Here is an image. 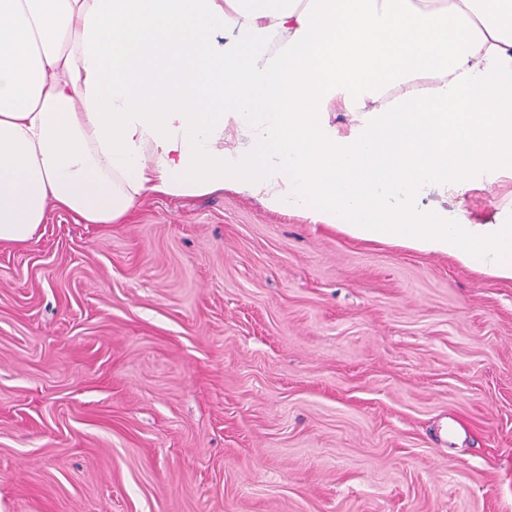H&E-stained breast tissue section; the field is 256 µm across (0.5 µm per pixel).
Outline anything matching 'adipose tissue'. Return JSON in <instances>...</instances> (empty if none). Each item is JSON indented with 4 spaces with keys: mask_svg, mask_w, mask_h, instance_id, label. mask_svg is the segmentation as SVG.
Instances as JSON below:
<instances>
[{
    "mask_svg": "<svg viewBox=\"0 0 512 512\" xmlns=\"http://www.w3.org/2000/svg\"><path fill=\"white\" fill-rule=\"evenodd\" d=\"M496 90L512 0H0V243L228 188L510 281L511 220L428 200L512 177Z\"/></svg>",
    "mask_w": 512,
    "mask_h": 512,
    "instance_id": "ef3b65f1",
    "label": "adipose tissue"
}]
</instances>
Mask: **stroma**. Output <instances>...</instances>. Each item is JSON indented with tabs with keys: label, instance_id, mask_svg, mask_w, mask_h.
<instances>
[{
	"label": "stroma",
	"instance_id": "obj_1",
	"mask_svg": "<svg viewBox=\"0 0 512 512\" xmlns=\"http://www.w3.org/2000/svg\"><path fill=\"white\" fill-rule=\"evenodd\" d=\"M0 512H512V281L230 190L49 209L0 244Z\"/></svg>",
	"mask_w": 512,
	"mask_h": 512
}]
</instances>
